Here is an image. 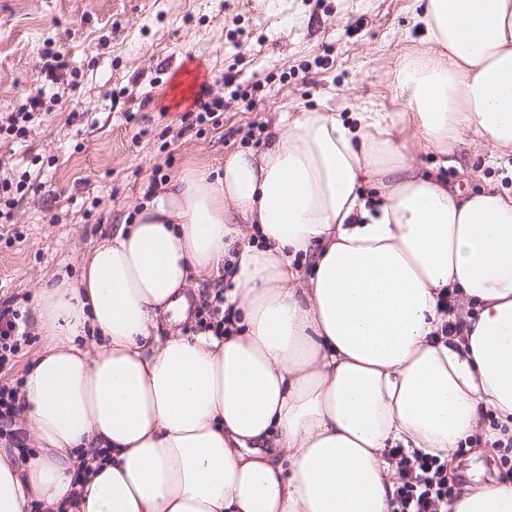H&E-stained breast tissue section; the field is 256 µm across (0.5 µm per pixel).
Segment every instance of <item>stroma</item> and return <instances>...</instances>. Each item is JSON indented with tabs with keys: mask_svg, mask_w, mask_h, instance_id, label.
Returning a JSON list of instances; mask_svg holds the SVG:
<instances>
[{
	"mask_svg": "<svg viewBox=\"0 0 512 512\" xmlns=\"http://www.w3.org/2000/svg\"><path fill=\"white\" fill-rule=\"evenodd\" d=\"M419 10L418 0H0V124L44 95L26 138L0 140V175L40 181L0 223V303L29 309L151 190L261 151L281 113L348 102L392 111L390 73L426 37ZM46 43L78 88L38 82ZM198 64L224 112L192 128L183 116L199 89L182 75ZM488 154L461 148L449 185L476 191L497 178Z\"/></svg>",
	"mask_w": 512,
	"mask_h": 512,
	"instance_id": "1",
	"label": "stroma"
}]
</instances>
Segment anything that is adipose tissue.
<instances>
[{"label":"adipose tissue","instance_id":"1","mask_svg":"<svg viewBox=\"0 0 512 512\" xmlns=\"http://www.w3.org/2000/svg\"><path fill=\"white\" fill-rule=\"evenodd\" d=\"M416 20L398 111L285 114L262 152L163 184L40 288L21 393L38 450L0 446V512H392L391 449L506 454L512 186L446 170L467 135L512 154V0H423ZM203 276L228 284L219 336L177 328ZM444 295L464 307L448 335ZM92 448L109 457L87 468ZM454 512H512V475Z\"/></svg>","mask_w":512,"mask_h":512}]
</instances>
